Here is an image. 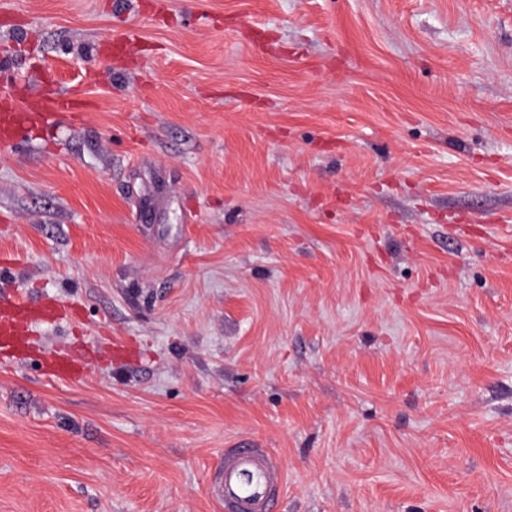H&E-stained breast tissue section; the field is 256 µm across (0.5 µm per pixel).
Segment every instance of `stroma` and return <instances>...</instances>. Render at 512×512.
<instances>
[{
    "instance_id": "35a3bbf8",
    "label": "stroma",
    "mask_w": 512,
    "mask_h": 512,
    "mask_svg": "<svg viewBox=\"0 0 512 512\" xmlns=\"http://www.w3.org/2000/svg\"><path fill=\"white\" fill-rule=\"evenodd\" d=\"M131 35L128 51L110 37ZM0 512H512V0H0ZM89 363L47 377L61 351ZM2 112L0 113V144L12 141L22 131L32 125L46 120L48 117L59 114L73 115L78 112L79 105L70 96L53 93L44 100L39 112L23 114L14 112L12 93L7 89H0ZM55 310L50 308H32L23 301H15L0 307V346L1 348L16 343L25 326L32 321L50 320ZM285 473L267 448H232L215 468L212 497L228 512H269L284 486Z\"/></svg>"
}]
</instances>
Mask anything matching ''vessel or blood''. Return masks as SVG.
I'll return each instance as SVG.
<instances>
[{"label": "vessel or blood", "mask_w": 512, "mask_h": 512, "mask_svg": "<svg viewBox=\"0 0 512 512\" xmlns=\"http://www.w3.org/2000/svg\"><path fill=\"white\" fill-rule=\"evenodd\" d=\"M74 99L58 93L47 97L39 110L29 114L16 112L9 90L0 89V140L12 141L32 125L59 114H75ZM53 309H36L23 301L0 306V346L16 343L29 323L52 319ZM285 474L274 456L265 448H233L225 451L210 481L213 498L225 512H269L284 485Z\"/></svg>", "instance_id": "vessel-or-blood-1"}]
</instances>
